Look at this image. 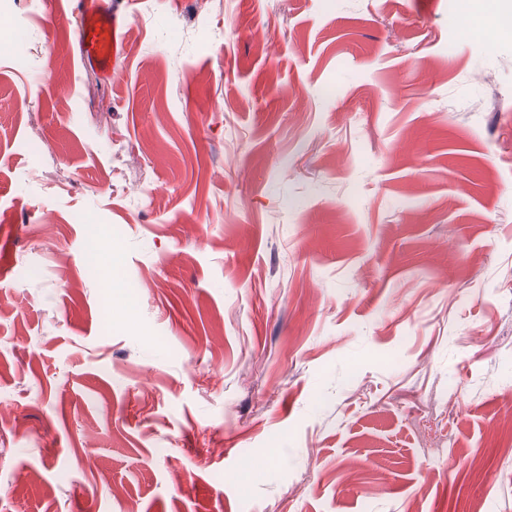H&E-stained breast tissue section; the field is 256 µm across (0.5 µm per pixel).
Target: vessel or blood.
<instances>
[{
	"instance_id": "obj_1",
	"label": "vessel or blood",
	"mask_w": 512,
	"mask_h": 512,
	"mask_svg": "<svg viewBox=\"0 0 512 512\" xmlns=\"http://www.w3.org/2000/svg\"><path fill=\"white\" fill-rule=\"evenodd\" d=\"M68 9L77 19L81 64L96 70L102 80H111L123 49L124 15L112 0H68Z\"/></svg>"
}]
</instances>
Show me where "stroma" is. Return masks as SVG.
<instances>
[{"label": "stroma", "instance_id": "35a3bbf8", "mask_svg": "<svg viewBox=\"0 0 512 512\" xmlns=\"http://www.w3.org/2000/svg\"><path fill=\"white\" fill-rule=\"evenodd\" d=\"M502 2L14 0L0 512H512ZM112 4V0H69L67 4L77 19L81 64L108 82L123 49L121 29L126 19ZM95 264L99 270L104 288L107 290V302L112 308L114 304L132 309L133 297L130 293H118L116 288H123L122 280L118 274V262L112 254L99 251L95 254Z\"/></svg>", "mask_w": 512, "mask_h": 512}]
</instances>
